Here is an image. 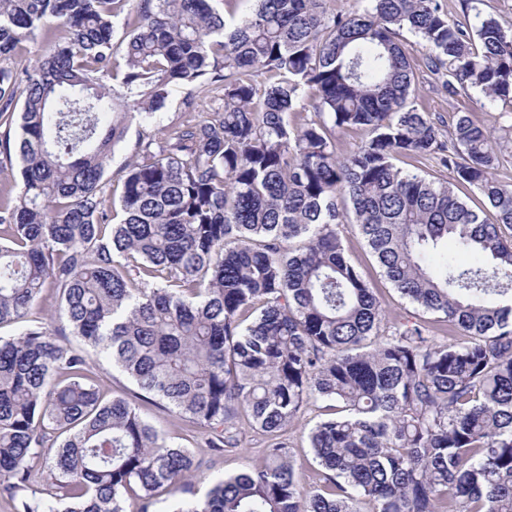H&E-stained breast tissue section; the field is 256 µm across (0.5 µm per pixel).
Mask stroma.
Segmentation results:
<instances>
[{
  "instance_id": "obj_1",
  "label": "stroma",
  "mask_w": 512,
  "mask_h": 512,
  "mask_svg": "<svg viewBox=\"0 0 512 512\" xmlns=\"http://www.w3.org/2000/svg\"><path fill=\"white\" fill-rule=\"evenodd\" d=\"M403 43L410 56L416 73L414 103L420 111L430 112L443 120V130H450L457 113H470L472 118L488 126L499 122L498 109L483 107L482 95L475 90L460 92L455 98H448L439 81L424 66L422 51L412 34H404ZM193 98L199 108L210 105L209 87L205 82L175 87L166 107L161 110L157 121L151 125L131 124L124 141L115 148L105 165L102 180L104 191H112L117 186L120 169L132 156L139 140L158 138L182 119L183 102ZM345 258L368 280L390 318H405L429 326H437L436 315L423 312L417 306L403 299L380 273L375 257L366 241L354 224H346L341 232ZM93 372L97 384L105 398L115 395L125 396L136 405L141 416L156 426L172 443L192 448L200 462V467L192 483L179 492L180 500L188 502L202 495L219 478L248 472L265 461L267 438L261 432L246 430L242 447L228 448L216 453L206 448L202 435L188 418L171 411L164 404L141 398L137 388L111 362L92 357ZM329 401L320 400L308 404L303 409L298 424L289 428L288 442L293 448L296 468L303 476L305 487H313L320 481V468L315 462L308 445V432L312 426L328 414Z\"/></svg>"
}]
</instances>
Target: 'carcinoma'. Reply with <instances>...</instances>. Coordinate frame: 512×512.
<instances>
[{"label": "carcinoma", "mask_w": 512, "mask_h": 512, "mask_svg": "<svg viewBox=\"0 0 512 512\" xmlns=\"http://www.w3.org/2000/svg\"><path fill=\"white\" fill-rule=\"evenodd\" d=\"M0 0V144L21 193L0 186V491L13 512H151L198 470L123 397L102 399L70 334L188 417L215 452L266 433L264 465L173 512H512V123L464 113L448 135L410 102L418 39L448 98L512 108V27L463 0ZM124 17L121 60L115 21ZM43 33L30 68L4 61ZM269 74L266 82L256 77ZM204 79L207 112L142 140L110 223L102 178L132 122ZM314 110L315 118L303 111ZM366 128L346 156L336 131ZM430 157L494 210L396 168ZM352 222L386 279L466 340L389 321L343 255ZM473 257L448 256V241ZM59 303L66 329L28 319ZM323 485L304 489L285 434L312 401Z\"/></svg>", "instance_id": "1"}]
</instances>
